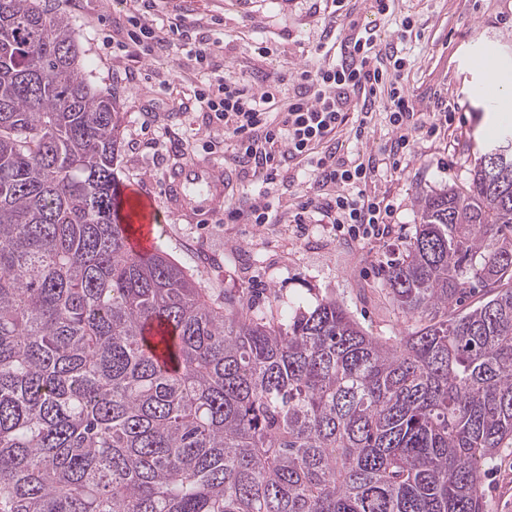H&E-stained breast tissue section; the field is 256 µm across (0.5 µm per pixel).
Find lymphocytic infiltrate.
<instances>
[{
    "label": "lymphocytic infiltrate",
    "mask_w": 512,
    "mask_h": 512,
    "mask_svg": "<svg viewBox=\"0 0 512 512\" xmlns=\"http://www.w3.org/2000/svg\"><path fill=\"white\" fill-rule=\"evenodd\" d=\"M188 30L183 15L166 18L162 25L142 23L130 16L121 38L108 39L107 47L122 51L139 46L146 55H187L198 68L209 67L223 47L220 41L199 38L186 45ZM405 62L396 50L381 51L374 36L341 39L334 63L301 69L293 93L283 109H274L280 78L260 85L217 76L200 87L196 96L222 140L231 143L234 160L244 171L262 174L263 192L247 210H236L235 219L249 224L269 223L274 210L273 189L285 162L301 159L313 169L319 188L334 186L333 194L306 197L292 215L296 224L307 223L318 213L331 220L337 235L356 241L388 237L393 206L385 198L368 193L378 166L399 168L411 152L415 131L434 134L435 123L419 119L415 104L402 84ZM363 116L384 111L394 136L389 146L367 160L356 162L336 155L327 144L346 124L351 108Z\"/></svg>",
    "instance_id": "f902f5d3"
}]
</instances>
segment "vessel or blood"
Here are the masks:
<instances>
[{
	"label": "vessel or blood",
	"mask_w": 512,
	"mask_h": 512,
	"mask_svg": "<svg viewBox=\"0 0 512 512\" xmlns=\"http://www.w3.org/2000/svg\"><path fill=\"white\" fill-rule=\"evenodd\" d=\"M228 179L223 164L209 159H185L173 163L163 178V205H148L144 219L133 226L129 245L149 249L153 227L173 216L188 224H209L227 196Z\"/></svg>",
	"instance_id": "b4317fda"
}]
</instances>
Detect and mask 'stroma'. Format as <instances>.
I'll use <instances>...</instances> for the list:
<instances>
[{
    "mask_svg": "<svg viewBox=\"0 0 512 512\" xmlns=\"http://www.w3.org/2000/svg\"><path fill=\"white\" fill-rule=\"evenodd\" d=\"M41 2L71 19L84 51L86 79L112 91L122 107L123 189L160 199L163 174L179 157L210 156L235 170L231 144L205 147L206 114L193 90L206 74L184 58L145 57L134 48L114 56L104 52V37L128 26L124 0ZM167 7L197 31L223 40L217 74L246 83L270 75L288 79L319 59V45L343 23L333 0H169ZM344 10L356 33L371 32L384 43L401 39L403 85L417 110L427 111L430 94L437 92L454 115L439 137L414 134L415 156L407 166L380 172L369 182V191L398 204L390 237L358 245L338 237L329 221L316 216L304 229L291 224L296 202L315 191L307 163L293 162L274 189L277 205L269 223L229 217L261 190V175L252 173L235 178L221 221L187 224L171 218L158 227L155 243L202 287L250 315L268 318L297 303L311 308L329 298L344 303L370 335L389 338L399 334L404 318L383 286V272L420 222L419 198L469 185L490 133L502 124L499 105L475 91L482 74L473 61L490 52L504 67L512 66V0H389L382 15L373 0H345ZM407 19L413 23L408 32L402 29ZM259 44L270 47V54H258ZM163 80L168 88H160ZM356 127V119H349L339 136L343 156L377 150L393 136L382 113L373 116L370 138L357 137ZM483 485L490 512H512V449L485 466Z\"/></svg>",
    "mask_w": 512,
    "mask_h": 512,
    "instance_id": "1",
    "label": "stroma"
}]
</instances>
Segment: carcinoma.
Returning a JSON list of instances; mask_svg holds the SVG:
<instances>
[{
  "label": "carcinoma",
  "mask_w": 512,
  "mask_h": 512,
  "mask_svg": "<svg viewBox=\"0 0 512 512\" xmlns=\"http://www.w3.org/2000/svg\"><path fill=\"white\" fill-rule=\"evenodd\" d=\"M69 19L0 0V512H488L512 448V162L423 195L401 335L275 323L135 254ZM483 485L490 512H512V449L489 462L483 473Z\"/></svg>",
  "instance_id": "carcinoma-1"
}]
</instances>
